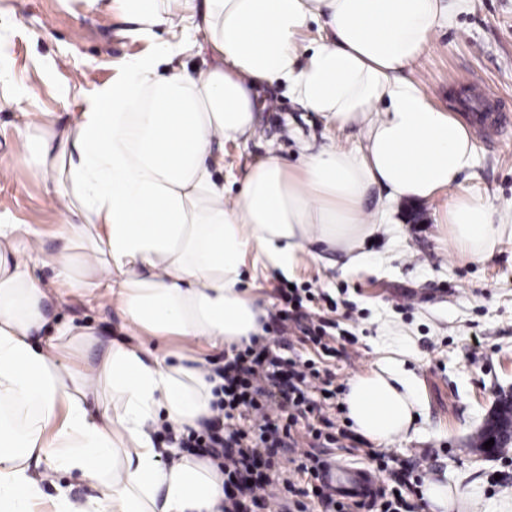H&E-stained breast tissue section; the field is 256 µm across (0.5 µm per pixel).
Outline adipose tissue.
I'll list each match as a JSON object with an SVG mask.
<instances>
[{"instance_id":"ef3b65f1","label":"adipose tissue","mask_w":512,"mask_h":512,"mask_svg":"<svg viewBox=\"0 0 512 512\" xmlns=\"http://www.w3.org/2000/svg\"><path fill=\"white\" fill-rule=\"evenodd\" d=\"M460 0H108V9L153 38L193 19L213 60H173L184 41L125 60L84 95L64 135L21 132L17 164L67 177L51 202L67 216L65 247L42 258L37 240L0 225V512H32L50 473L77 474L93 495L57 487L53 512H221L224 475L206 457L158 447L159 420L175 432L211 417L213 384L197 357L177 362L143 340L203 338L239 346L261 335L266 305L241 290L245 267L294 274L315 249L341 251L348 267L388 214L367 211L371 189L387 201L448 194L443 222L462 257L483 260L507 230L495 204L450 189L473 161L467 126L402 78ZM326 41L302 54L310 24ZM276 80L304 108L358 128L356 150L299 139V164L274 155L225 193L224 143L254 134L259 89ZM52 266L57 284L115 303L124 338L76 375L57 340L94 341L63 324L41 338L47 297L32 269ZM410 351L388 349L354 375L342 397L354 430L388 447L416 435L421 399L406 369ZM112 392L99 401L100 388Z\"/></svg>"}]
</instances>
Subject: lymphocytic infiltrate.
Segmentation results:
<instances>
[{
  "mask_svg": "<svg viewBox=\"0 0 512 512\" xmlns=\"http://www.w3.org/2000/svg\"><path fill=\"white\" fill-rule=\"evenodd\" d=\"M277 295V324L299 323L306 342L330 353L326 337L333 322L324 310L304 309L298 288H281ZM212 372L219 379L212 390L213 417L197 430L167 431L166 438L217 461L225 478L224 512H273L279 503L286 504L288 512H309L308 503L297 497L296 481L302 477L312 480L313 495L330 512H410L401 494H379L350 504L318 484L324 463L299 449L298 432L333 445L348 431L337 427L329 412V401L336 395L333 380L321 377L312 359L281 340L255 336L223 363L213 365ZM273 472L279 474V484H272Z\"/></svg>",
  "mask_w": 512,
  "mask_h": 512,
  "instance_id": "f902f5d3",
  "label": "lymphocytic infiltrate"
}]
</instances>
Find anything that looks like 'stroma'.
<instances>
[{"mask_svg":"<svg viewBox=\"0 0 512 512\" xmlns=\"http://www.w3.org/2000/svg\"><path fill=\"white\" fill-rule=\"evenodd\" d=\"M132 22L87 0H0V224H18L35 233L45 255L62 249L63 218L47 203L52 184L39 171L16 165L14 146L24 129L70 128L74 101L108 82L119 65L149 49L132 36ZM430 102L451 112L470 129L476 143L471 167L458 193L491 199L512 213V123L496 127L476 120L468 99L493 112L496 98L512 103V0H465L453 24H440L429 50L407 70ZM256 133L224 145V187L236 195L252 162L276 154L298 161L297 138L315 144L359 148L357 130L340 128L306 110L276 81L259 93ZM444 198L392 205L389 231L372 236L365 267L341 272V253L323 259L301 256L290 283L311 286L314 307L330 310L336 354L320 362L337 389L369 369L376 341L395 337L411 346L410 370L420 383L422 410L416 436L387 450H372L352 435L335 448H317L319 457L375 468L377 486L410 488L414 512H426L424 486L442 482L472 495L468 512H501L512 505V450L481 455L474 438L496 405L512 394V235H504L492 257L459 259L438 223ZM49 324L70 321L94 328L93 346L62 340L60 361L84 366L99 359L123 321L107 300L75 292L49 291Z\"/></svg>","mask_w":512,"mask_h":512,"instance_id":"1","label":"stroma"}]
</instances>
